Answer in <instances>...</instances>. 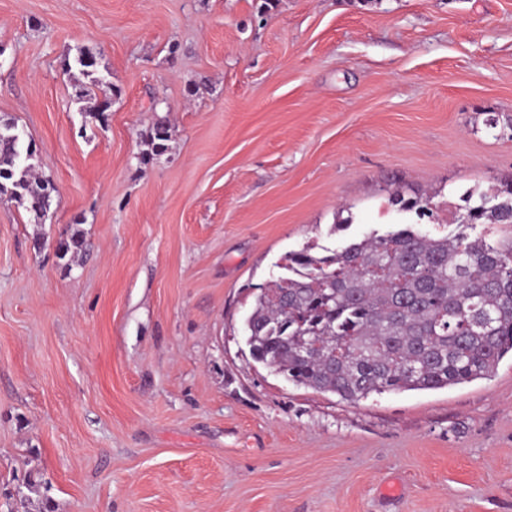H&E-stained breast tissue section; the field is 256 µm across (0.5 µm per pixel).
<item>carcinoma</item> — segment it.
I'll return each instance as SVG.
<instances>
[{"label": "carcinoma", "mask_w": 512, "mask_h": 512, "mask_svg": "<svg viewBox=\"0 0 512 512\" xmlns=\"http://www.w3.org/2000/svg\"><path fill=\"white\" fill-rule=\"evenodd\" d=\"M16 126L0 130V197L44 216L51 190ZM453 206L458 231L372 232L340 249L308 244L258 288L243 328L252 357L292 383L357 403L372 394L435 390L486 379L512 354V238L470 231L512 227V182L471 189ZM391 203L435 218L432 197Z\"/></svg>", "instance_id": "cac0c4a2"}]
</instances>
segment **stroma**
I'll list each match as a JSON object with an SVG mask.
<instances>
[{
	"label": "stroma",
	"mask_w": 512,
	"mask_h": 512,
	"mask_svg": "<svg viewBox=\"0 0 512 512\" xmlns=\"http://www.w3.org/2000/svg\"><path fill=\"white\" fill-rule=\"evenodd\" d=\"M7 120L55 191L0 198V512H512L511 356L353 404L242 329L288 252L452 233L394 193L512 179V0H0Z\"/></svg>",
	"instance_id": "1"
}]
</instances>
